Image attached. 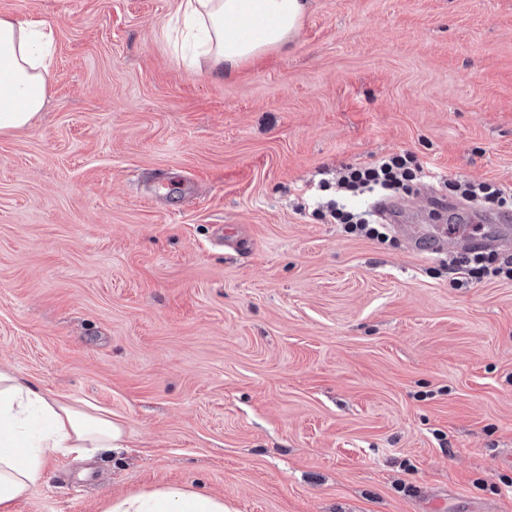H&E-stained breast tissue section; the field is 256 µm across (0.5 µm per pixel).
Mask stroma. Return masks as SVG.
Segmentation results:
<instances>
[{"instance_id": "35a3bbf8", "label": "stroma", "mask_w": 512, "mask_h": 512, "mask_svg": "<svg viewBox=\"0 0 512 512\" xmlns=\"http://www.w3.org/2000/svg\"><path fill=\"white\" fill-rule=\"evenodd\" d=\"M180 0H0L54 34L46 103L0 134V367L108 410L13 512L162 485L228 512H512V281L316 216L320 178L410 152L429 212L512 186V0H311L221 77ZM448 190L469 202L492 204L501 211L512 212V189L495 182L448 181Z\"/></svg>"}]
</instances>
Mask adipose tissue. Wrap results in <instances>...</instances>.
Returning a JSON list of instances; mask_svg holds the SVG:
<instances>
[{"label":"adipose tissue","mask_w":512,"mask_h":512,"mask_svg":"<svg viewBox=\"0 0 512 512\" xmlns=\"http://www.w3.org/2000/svg\"><path fill=\"white\" fill-rule=\"evenodd\" d=\"M308 0H181L187 69L207 65L220 76L287 47ZM52 31L0 17V133L25 127L41 111L51 77ZM128 444L125 423L46 395L0 369V512H11L45 474L48 453L89 457ZM101 512H227L223 497L164 485L104 496Z\"/></svg>","instance_id":"adipose-tissue-1"}]
</instances>
